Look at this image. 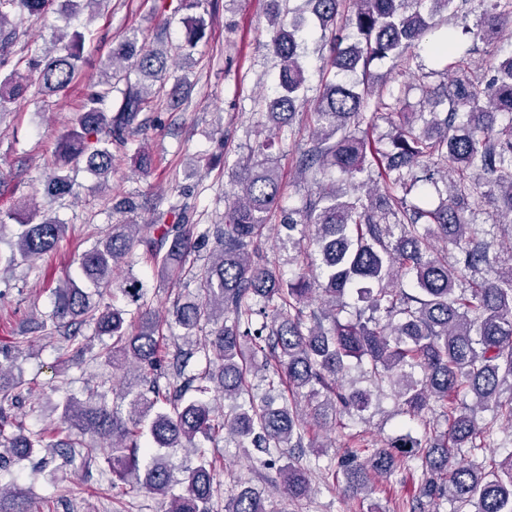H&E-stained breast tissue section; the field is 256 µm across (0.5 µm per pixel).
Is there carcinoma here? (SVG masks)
Masks as SVG:
<instances>
[{
    "label": "carcinoma",
    "instance_id": "cac0c4a2",
    "mask_svg": "<svg viewBox=\"0 0 512 512\" xmlns=\"http://www.w3.org/2000/svg\"><path fill=\"white\" fill-rule=\"evenodd\" d=\"M0 0V111L26 97V72L38 73V91L52 96L74 82L85 62L90 30L68 32L79 5L93 18L102 0ZM207 0H179L188 12L178 46L163 41L147 45L137 35L112 46L99 60L101 76L75 110L71 127L54 151L53 174L44 193L51 198L74 194L64 174L72 160H85L86 169L107 179L117 152L127 138L141 130V114L150 97L165 95L168 103L183 99L184 77H170L171 51L194 49L205 37L207 24L191 12ZM317 20L327 48L322 94L313 106L314 137L295 158V171L311 182L303 207L280 206L281 183L269 151L275 139L266 134L252 156L239 166V190L224 212V223L202 226L183 202L166 223L112 225V232L79 258V279L95 290L112 294L102 306L76 280L66 278L54 291L53 325L64 327L71 340L83 324H93L99 339L107 338L102 355L112 368L131 373L117 398L127 411L105 398L70 397L62 407L67 428L105 442L101 448L112 469V485L139 487L168 500L166 512H211L216 475L210 449L195 448V460L175 475L169 450L183 448L202 437L230 438L238 448H252L256 462L277 470L276 491L290 499L309 495L307 469L296 458L304 448L322 449L319 431L336 416L366 410L373 392L389 386L409 413L435 403L448 417V428L435 435L406 432L374 449L364 459L354 455L342 470L341 491L366 494L374 475L391 474L395 448L419 456L422 470L414 508L423 500L450 501L456 512H512V460L494 459L485 465H449L451 449L482 447L488 433L473 409L458 403L472 394L479 404H496L512 422V404L498 402L499 387L512 383V246L504 248L494 229L477 228L464 212L494 205L503 224H512V56L494 66V75L481 84L465 70L475 45L452 30L440 31L435 17L457 12V0H304ZM484 8L462 32L491 42L512 26V0H482ZM56 14L65 22L61 46L32 50L11 60L9 47L20 37L13 19ZM289 20H284L285 16ZM273 36L269 49L279 57L277 91L266 103L271 127L292 125L296 103L304 100L305 70L299 46L310 31L304 14L277 3L269 18ZM446 60L444 71H455L446 88L448 109L423 119L421 112L393 109L398 123L382 149L370 136L368 113L384 106L373 100L370 76L373 61L399 60L420 48ZM131 65L135 81L123 89L116 70ZM361 71L363 79L346 77ZM437 158L446 164L447 196L433 204L427 190L421 202L408 206L388 190L398 184L410 190L418 182L434 183L427 168ZM342 181L364 190L355 196L336 186ZM487 190L474 195V179ZM277 218L287 230L282 246L293 251L301 272L284 280L269 259L265 242L268 221ZM67 224L51 216L18 225L6 262H33L52 251ZM213 244L206 263L192 274L200 299L173 304L172 319L160 315L145 300L147 287L130 273L112 287V273L145 261L168 280L183 272L188 256ZM410 276L412 291L395 284L398 273ZM360 306L346 321L344 297ZM175 325L189 336L210 327L204 343L177 349L163 361L162 325ZM357 360L370 387L345 389L339 376L347 361ZM166 367V383L148 373ZM266 372L265 394L257 397L247 386L249 373ZM0 364V462L10 455L26 458L43 447L44 436L13 422L4 407L12 387ZM216 389L235 401L222 413L208 398ZM307 399L298 407L295 397ZM70 461L82 460L76 439L58 441ZM0 512H29L25 490L0 486ZM227 512H267L260 492L245 487L231 497Z\"/></svg>",
    "mask_w": 512,
    "mask_h": 512
}]
</instances>
